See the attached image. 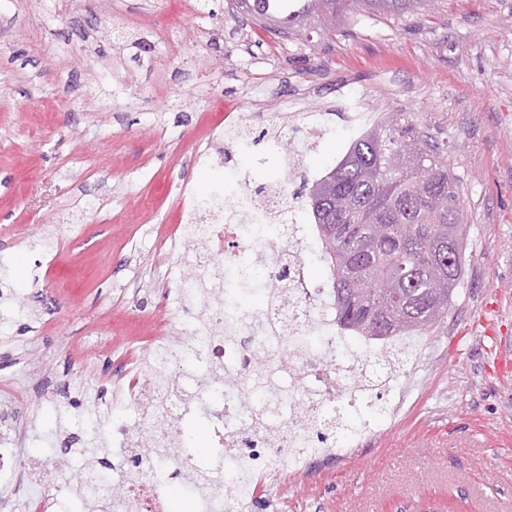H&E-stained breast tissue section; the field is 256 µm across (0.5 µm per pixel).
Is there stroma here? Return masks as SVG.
I'll return each instance as SVG.
<instances>
[{
	"label": "stroma",
	"mask_w": 512,
	"mask_h": 512,
	"mask_svg": "<svg viewBox=\"0 0 512 512\" xmlns=\"http://www.w3.org/2000/svg\"><path fill=\"white\" fill-rule=\"evenodd\" d=\"M0 0V380L28 392V451L65 454L58 430L71 362L86 336L142 335L159 315L184 243L141 229L189 221L182 197L267 182L274 144L256 113L360 102L399 112L444 148L467 226L462 278L438 328L386 398L341 439L335 467L284 465L273 512H512V0H431L405 14L358 7L334 41L242 27L237 0ZM253 116L258 142L213 134L225 104ZM360 127L314 145L297 134L288 200L335 165ZM90 400L114 408L99 436L133 417L119 368L84 360Z\"/></svg>",
	"instance_id": "stroma-1"
}]
</instances>
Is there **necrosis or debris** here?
Returning a JSON list of instances; mask_svg holds the SVG:
<instances>
[{"label":"necrosis or debris","instance_id":"1","mask_svg":"<svg viewBox=\"0 0 512 512\" xmlns=\"http://www.w3.org/2000/svg\"><path fill=\"white\" fill-rule=\"evenodd\" d=\"M227 198L236 213L223 221L211 216L210 203L195 198L188 204L207 246L203 252L189 250L188 261L202 280L224 286V297L212 308L209 324L223 328L225 340L213 343L211 336L199 331L189 309L196 281L181 276L165 289L158 304L180 311L182 335H173L168 322L159 320L147 336L129 337L122 348L113 346L108 336L88 339L92 351L119 359L124 368L123 392L134 412L133 426L116 429L112 435L114 491L103 497L107 512H168L175 474L196 469L210 474L207 484L194 488L201 512H223L228 497L234 499L238 512H255L254 501L243 489L251 484L264 488L271 463L290 458L288 433L299 426V413H323L329 402L347 392L344 357L334 336L336 319L318 307L308 285L300 227L287 220L291 205L274 190L233 191ZM283 263L288 266L289 302L257 309L238 300L239 289L247 285L277 287ZM317 329L325 332L317 354L297 352L286 357L288 340ZM246 353L263 358L272 387L297 371L309 379L311 389L285 398L273 399L265 393L243 401L238 390L225 387L223 373L237 369ZM142 355L153 367L164 366L173 382L171 394L161 393L151 370L139 367ZM10 398V404L0 409V512H85L84 499L49 486L48 459L24 452L19 418L30 402L22 392L11 393ZM156 413L164 426L155 431V438L176 442L183 439L186 419L204 415L210 429L206 457L189 450L162 459L142 455L145 424ZM258 416L277 428L275 441L251 450L234 449L233 438Z\"/></svg>","mask_w":512,"mask_h":512}]
</instances>
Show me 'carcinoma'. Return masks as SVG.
<instances>
[{"label": "carcinoma", "instance_id": "obj_1", "mask_svg": "<svg viewBox=\"0 0 512 512\" xmlns=\"http://www.w3.org/2000/svg\"><path fill=\"white\" fill-rule=\"evenodd\" d=\"M254 18L275 32L336 35V22L361 5L373 12L412 11L423 0H239ZM309 207L327 250L337 323L361 336L393 339L385 358L398 360L413 350L411 335L424 333L448 315L461 281L464 224L457 185L448 175L443 150L401 113H390L366 128L336 164L312 183ZM456 266L448 273V247ZM395 278L403 315L384 333L363 317L362 304L381 278ZM261 361L243 360L237 377L261 382ZM393 372L363 375L351 389L354 400L371 407L392 388ZM346 429L343 408L315 417L295 440L297 451L326 448ZM270 440L253 426L240 444L250 449Z\"/></svg>", "mask_w": 512, "mask_h": 512}]
</instances>
